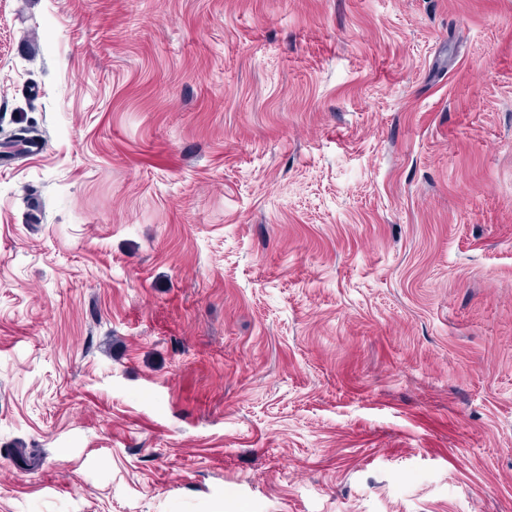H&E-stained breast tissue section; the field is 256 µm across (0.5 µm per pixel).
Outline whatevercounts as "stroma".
Segmentation results:
<instances>
[{"instance_id":"stroma-1","label":"stroma","mask_w":512,"mask_h":512,"mask_svg":"<svg viewBox=\"0 0 512 512\" xmlns=\"http://www.w3.org/2000/svg\"><path fill=\"white\" fill-rule=\"evenodd\" d=\"M0 512H512V0H0Z\"/></svg>"}]
</instances>
